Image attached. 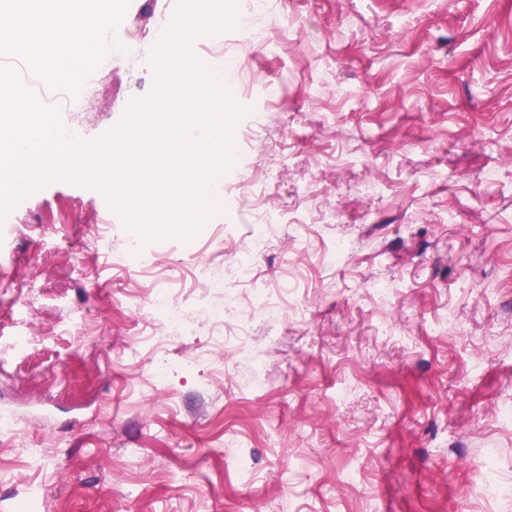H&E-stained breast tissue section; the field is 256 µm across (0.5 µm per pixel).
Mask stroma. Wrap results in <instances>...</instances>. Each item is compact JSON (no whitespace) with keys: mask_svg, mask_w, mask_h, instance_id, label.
Returning a JSON list of instances; mask_svg holds the SVG:
<instances>
[{"mask_svg":"<svg viewBox=\"0 0 512 512\" xmlns=\"http://www.w3.org/2000/svg\"><path fill=\"white\" fill-rule=\"evenodd\" d=\"M178 6L131 0L149 42L111 52L63 124L95 139L150 92ZM257 22L269 45L234 27L194 52L251 79L239 152L281 214L253 275L305 290L308 322L231 357L210 334L225 287L251 294L233 255L255 201L231 176L218 244L142 242L93 187L30 193L0 222V412L21 426L0 512L31 491L51 512H512V0H265ZM132 242L145 268L119 265ZM164 288L194 334L148 318ZM146 338L207 362L158 381Z\"/></svg>","mask_w":512,"mask_h":512,"instance_id":"35a3bbf8","label":"stroma"}]
</instances>
